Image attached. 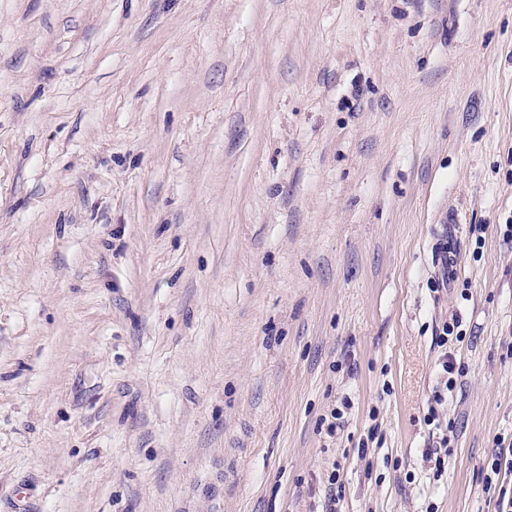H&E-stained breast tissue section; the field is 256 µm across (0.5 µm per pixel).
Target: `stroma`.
I'll return each mask as SVG.
<instances>
[{
    "label": "stroma",
    "instance_id": "35a3bbf8",
    "mask_svg": "<svg viewBox=\"0 0 512 512\" xmlns=\"http://www.w3.org/2000/svg\"><path fill=\"white\" fill-rule=\"evenodd\" d=\"M510 224L512 0H0V512H495ZM448 224V231L442 233L437 239V248L433 255V264L440 272L446 265L452 263L456 254L454 253V240L457 239V224H461L459 213L456 209H448V220L444 223ZM460 326L459 320L453 318L451 323L445 322L442 325L441 332L436 336V344L441 348V354L436 364L440 385L437 387L438 390L434 391L433 401L438 405L442 404L445 394L448 395V391L451 392L457 386L458 376H461L462 373L460 365L457 363L454 349H452V345H455V342L461 343L464 340L465 336L460 333L461 331L457 330Z\"/></svg>",
    "mask_w": 512,
    "mask_h": 512
}]
</instances>
